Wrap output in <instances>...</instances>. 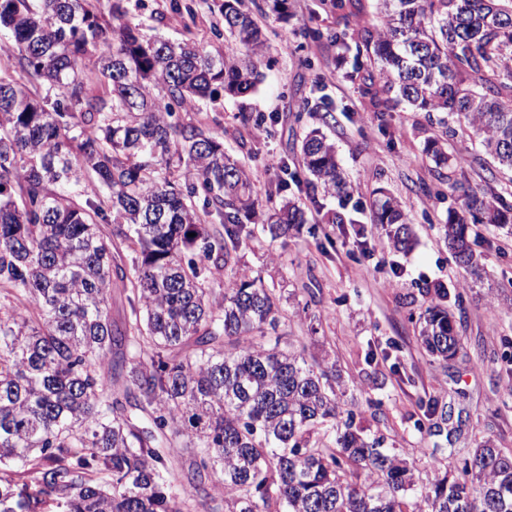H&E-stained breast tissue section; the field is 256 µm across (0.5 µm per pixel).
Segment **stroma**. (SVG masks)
I'll list each match as a JSON object with an SVG mask.
<instances>
[{
	"label": "stroma",
	"mask_w": 512,
	"mask_h": 512,
	"mask_svg": "<svg viewBox=\"0 0 512 512\" xmlns=\"http://www.w3.org/2000/svg\"><path fill=\"white\" fill-rule=\"evenodd\" d=\"M192 25L172 0H125L127 18L146 36L192 38L210 53L224 49L218 33L224 21L214 0H191ZM266 35L264 81L244 97L202 103L188 120L223 130L224 146L242 161L256 191H263L280 166L293 175L288 197L305 204L307 222L285 237L262 234L239 254L236 272L261 274L284 296L292 318L284 329L295 336L306 359L330 354L350 393L364 400L359 417L368 433L410 451L421 471L432 458L456 467L478 439L492 438L512 449V228L478 227L473 245L477 271L454 261L440 228L455 205L458 187L495 192L512 204V175L493 174V163L478 142L448 140L455 156L457 188L435 195L441 171L424 154L425 136L440 133L437 113L398 106L372 112L358 84L346 78L352 60L328 39L375 23V0H360L349 21L338 20L322 0H288L287 15L272 0H244ZM272 120L271 136L253 120ZM322 129L354 187L339 198L313 188L299 161L307 129ZM381 189L398 197L416 235L414 248L392 254L382 245L384 230L372 221L368 198ZM349 216L329 224L327 213ZM466 292L455 325L465 347L455 359L438 362L422 347L420 315L437 286ZM309 302L317 324L297 316ZM438 398L448 410L445 433L418 427L420 402Z\"/></svg>",
	"instance_id": "stroma-1"
}]
</instances>
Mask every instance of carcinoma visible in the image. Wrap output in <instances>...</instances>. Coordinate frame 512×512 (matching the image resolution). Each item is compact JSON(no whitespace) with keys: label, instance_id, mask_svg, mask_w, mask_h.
Masks as SVG:
<instances>
[{"label":"carcinoma","instance_id":"1","mask_svg":"<svg viewBox=\"0 0 512 512\" xmlns=\"http://www.w3.org/2000/svg\"><path fill=\"white\" fill-rule=\"evenodd\" d=\"M99 2L0 0L19 76L44 91L0 75V512H512V451L487 439L422 478L356 423L336 365L284 340L261 274L221 278L257 234L306 223L284 198L288 167L262 199L224 131L180 116L262 80L265 39L242 0H221L234 46L217 56L146 38L123 0ZM377 15L349 73L373 111L454 116L512 171V0H377ZM441 124L424 151L446 165L458 132ZM301 156L314 187L352 192L320 129ZM378 194L374 222L409 252L401 202ZM476 224H512V205L472 190L448 210L466 270ZM114 293L132 310L121 325ZM435 295L420 341L446 362L464 296ZM424 407L448 421L438 400ZM170 448L190 449L177 477Z\"/></svg>","mask_w":512,"mask_h":512}]
</instances>
